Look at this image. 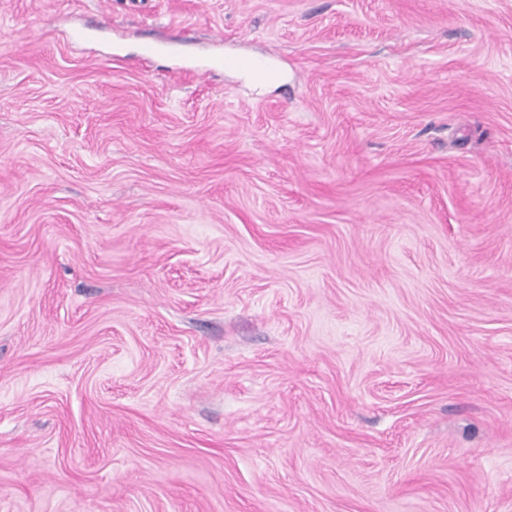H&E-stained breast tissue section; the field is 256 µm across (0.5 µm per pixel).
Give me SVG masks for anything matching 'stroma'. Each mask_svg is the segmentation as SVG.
<instances>
[{"label": "stroma", "mask_w": 512, "mask_h": 512, "mask_svg": "<svg viewBox=\"0 0 512 512\" xmlns=\"http://www.w3.org/2000/svg\"><path fill=\"white\" fill-rule=\"evenodd\" d=\"M0 512H512V0H0Z\"/></svg>", "instance_id": "stroma-1"}]
</instances>
